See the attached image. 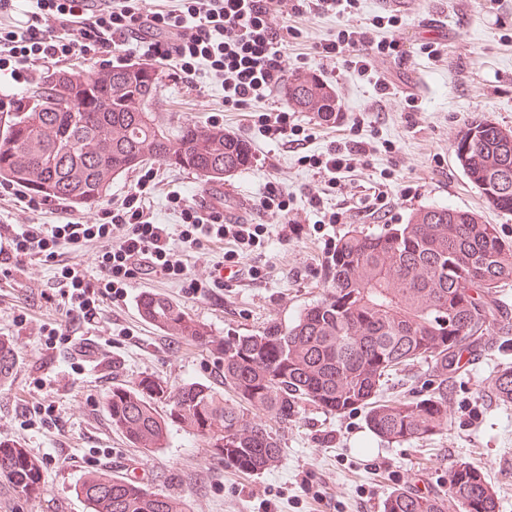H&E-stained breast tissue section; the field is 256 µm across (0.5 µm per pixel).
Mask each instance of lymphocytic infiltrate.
I'll use <instances>...</instances> for the list:
<instances>
[{
  "instance_id": "lymphocytic-infiltrate-1",
  "label": "lymphocytic infiltrate",
  "mask_w": 512,
  "mask_h": 512,
  "mask_svg": "<svg viewBox=\"0 0 512 512\" xmlns=\"http://www.w3.org/2000/svg\"><path fill=\"white\" fill-rule=\"evenodd\" d=\"M358 0H23L22 20L12 13L14 0H0V68L26 78L30 65L59 62L73 56L108 61L116 48L146 44L147 52L174 61L184 81H192L200 67L224 89V106L240 110L260 98L282 78L288 67V46L298 31L271 20L272 9L282 14H343ZM319 59L336 61L350 56L355 67L368 71L372 57H405L395 40L376 39L371 28H340L314 46ZM152 173H145L120 204L102 210L93 224H39L34 220L45 199L15 196L27 221L0 233V275L10 264L38 256L52 261L60 249L93 248L100 270L90 279L78 264H66L53 290L67 321L44 331L48 340L72 342L70 321L94 322L103 302H123L128 280L139 261L168 277L184 278V265L173 252L169 225L153 220L146 196ZM181 212L182 241L230 239L237 245L255 244L261 225L225 221L220 207H195L181 196L170 198Z\"/></svg>"
}]
</instances>
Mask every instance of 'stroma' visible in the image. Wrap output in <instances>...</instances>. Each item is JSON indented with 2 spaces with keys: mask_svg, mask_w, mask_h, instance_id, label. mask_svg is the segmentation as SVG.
<instances>
[{
  "mask_svg": "<svg viewBox=\"0 0 512 512\" xmlns=\"http://www.w3.org/2000/svg\"><path fill=\"white\" fill-rule=\"evenodd\" d=\"M391 15L399 27L388 23ZM428 19L440 21L442 31L422 34ZM288 23L300 32L288 48V75L313 73L344 90L336 120L294 113L296 143L269 138L265 130L264 113L286 103L281 90L246 109L228 111L223 87L207 70L189 84L178 80L169 63L160 65L163 119H190L242 134L254 163L218 186L147 161L154 173L150 210L155 221L181 224L179 209L169 201L173 194L209 202L220 192L225 209L247 200L249 221L263 224L253 247L241 251L229 240H172L189 277L202 281L203 289L186 292L180 281L139 266L127 283L125 301L75 331L76 339L96 343L100 356L93 361L71 356L41 334L44 325L60 318L56 302L42 297L59 276V266L32 259L0 281V336L12 340L17 352L12 377L0 387V441L26 448L42 462L40 496L29 500L2 486L0 512H86L74 488L93 470L181 498L188 512H382L384 499L400 485L444 495L448 468L459 460L483 467L499 512H512V404L485 389L488 376L512 366V342L497 336L487 337L451 375L448 429L425 443L391 444L369 430L362 412L337 416L309 407L287 423L273 424L283 448L278 465L243 474L217 459L200 437L176 430L167 448L148 453L112 428L105 398L113 384L143 377L171 385L213 384L220 375L208 347L167 336L140 318L137 302L143 293L178 303L212 336L249 334L272 320L292 323L320 298L322 257L352 226L374 230L406 223L427 207H450L497 225L512 245V213L487 204L463 175L453 148L459 131L475 121L512 130V0H404L399 7L360 0L357 10L343 15L299 14ZM366 24L376 25L382 38L406 32L410 57L374 59L371 73L363 74L352 64L314 55V42L337 28ZM428 41L437 42L441 58L419 52ZM377 76L391 81L389 96L375 94ZM352 138L371 146L355 171L333 181L311 166L310 155L331 141ZM139 177L135 170L114 178L101 203L89 208L52 200L39 221L95 223L103 206L122 201ZM271 181L288 194V216L261 209ZM311 189L322 192L325 208L339 214L338 223H320L310 212L306 194ZM291 218L298 222L293 231L286 226ZM48 405L54 409L51 421L28 423L27 408Z\"/></svg>",
  "mask_w": 512,
  "mask_h": 512,
  "instance_id": "stroma-1",
  "label": "stroma"
}]
</instances>
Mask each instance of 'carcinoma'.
<instances>
[{
	"label": "carcinoma",
	"instance_id": "carcinoma-1",
	"mask_svg": "<svg viewBox=\"0 0 512 512\" xmlns=\"http://www.w3.org/2000/svg\"><path fill=\"white\" fill-rule=\"evenodd\" d=\"M162 76L149 62L102 70L49 72L29 94L0 100V183L90 207L102 186L149 160L189 170L206 183L245 170L247 141L219 125L189 120L172 130L159 123ZM288 105L325 121L336 112V91L312 75L285 88ZM455 157L468 181L493 208L512 212V131L483 121L460 132ZM325 295L291 324L217 339L169 298L145 293L141 318L168 336L205 345L218 355L221 386L178 387L149 377L114 385L106 397L112 428L136 448L167 447L173 429L204 439L214 455L243 472L275 466L280 441L267 424L286 423L302 407L330 414L362 410L368 428L387 441L426 442L448 426V375L463 353L495 329L503 335L508 312L500 289L512 282V247L497 225L461 209L430 207L405 224L377 233L358 227L326 252ZM10 339L0 336V383L16 365ZM423 360L433 388L421 398L383 400L390 375ZM235 395L224 399L223 386ZM487 392L512 403V367L487 379ZM165 404L158 411L156 403ZM42 466L23 448H0V486L36 499ZM88 512H185L181 499L105 472L75 487ZM496 512L495 491L483 469L468 461L448 468V497L408 486L394 488L383 512Z\"/></svg>",
	"mask_w": 512,
	"mask_h": 512
}]
</instances>
